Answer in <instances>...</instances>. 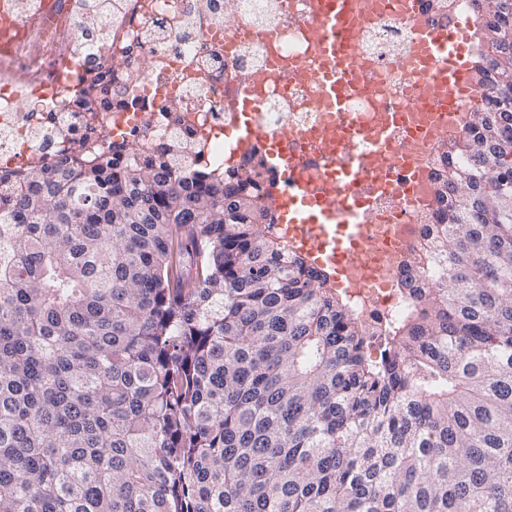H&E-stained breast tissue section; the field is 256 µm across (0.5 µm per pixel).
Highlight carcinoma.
<instances>
[{
  "label": "carcinoma",
  "mask_w": 512,
  "mask_h": 512,
  "mask_svg": "<svg viewBox=\"0 0 512 512\" xmlns=\"http://www.w3.org/2000/svg\"><path fill=\"white\" fill-rule=\"evenodd\" d=\"M125 2L76 0L82 36ZM472 15L440 274L378 359L254 166L85 142L0 197V512H512V0Z\"/></svg>",
  "instance_id": "carcinoma-1"
}]
</instances>
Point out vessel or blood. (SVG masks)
Returning a JSON list of instances; mask_svg holds the SVG:
<instances>
[{
    "label": "vessel or blood",
    "instance_id": "vessel-or-blood-1",
    "mask_svg": "<svg viewBox=\"0 0 512 512\" xmlns=\"http://www.w3.org/2000/svg\"><path fill=\"white\" fill-rule=\"evenodd\" d=\"M354 0H310V13L317 20L316 32L324 44L330 61L343 59L347 53L344 41L337 39V30L349 27ZM412 28L425 47L426 66L432 71L440 92L442 111L464 114L480 98L472 82V40L474 22L471 15L460 16L452 25L434 26L421 17H414ZM358 79L355 71L330 69L323 75V99L343 106L345 89ZM233 153L241 154L257 140L269 137L265 128L252 122L235 126ZM275 151L283 162L286 191L275 193L271 205L284 224L290 244L300 247L315 264L332 270L352 266L357 256L350 249L351 241L363 235L360 213L365 200L357 191L363 177L382 175L389 158L379 147L361 155L347 156L338 182H322L317 194L303 190L304 161L285 148V137L273 138ZM339 202L349 226L346 239H330L332 202Z\"/></svg>",
    "mask_w": 512,
    "mask_h": 512
}]
</instances>
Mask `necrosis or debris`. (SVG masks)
I'll list each match as a JSON object with an SVG mask.
<instances>
[{
    "instance_id": "obj_1",
    "label": "necrosis or debris",
    "mask_w": 512,
    "mask_h": 512,
    "mask_svg": "<svg viewBox=\"0 0 512 512\" xmlns=\"http://www.w3.org/2000/svg\"><path fill=\"white\" fill-rule=\"evenodd\" d=\"M357 9L360 35L345 63L360 81L347 89L344 110L333 112L311 79L326 58L307 0H236L230 19L223 0L203 12L191 0H127L108 45L81 42L62 23L56 0H38L26 21L0 7V194L20 173L87 139L103 148L125 142L140 153L175 142L200 164L223 163L224 130L240 119L228 106L244 90L260 105L253 122L287 136L310 179L333 176L342 155L321 152L317 131L347 132L353 154L367 147L387 112L394 117L388 153L422 155L423 172L409 182L393 167L378 182L361 183L368 194L363 263L351 268L358 285L344 295L370 327L404 315L408 284L419 277L409 259L436 221L444 168L438 146L466 123L416 99L414 84L427 92L432 84L401 0H359ZM109 55L123 62L116 92L100 111H83L79 90ZM143 56L150 70L139 66ZM19 68L27 73L21 86L12 78Z\"/></svg>"
}]
</instances>
